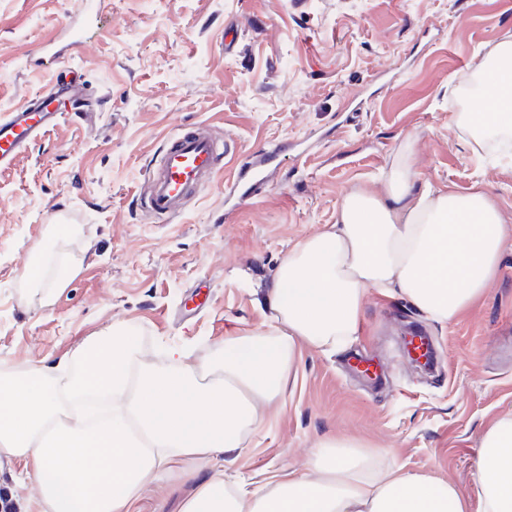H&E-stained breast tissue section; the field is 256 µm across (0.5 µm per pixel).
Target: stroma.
<instances>
[{"instance_id":"stroma-1","label":"stroma","mask_w":512,"mask_h":512,"mask_svg":"<svg viewBox=\"0 0 512 512\" xmlns=\"http://www.w3.org/2000/svg\"><path fill=\"white\" fill-rule=\"evenodd\" d=\"M74 55L32 64L67 24ZM512 42V0H0V113L72 73L90 110L67 116L0 172V368L52 363L113 324L144 360L188 345L212 356L225 337L264 328L282 260L334 223L354 188L383 193L407 141L420 182L482 188L512 226V162H492L454 122L460 80ZM196 124L223 138L224 170L172 220L137 190L164 138ZM290 148L262 192L239 205L225 182L242 159ZM43 286L25 271L51 227ZM73 268L63 286L58 270ZM417 326L427 374L403 353ZM375 358L372 380L354 355ZM512 414V249L481 300L441 325L399 296L370 292L358 336L331 354L304 350L296 380L244 448L212 459L227 481L304 468L318 445L353 436L385 465L476 485L484 431ZM180 473L152 483L140 512H177ZM407 350L410 354H415L418 360H423L425 363H433L436 358L432 341L423 332L410 337Z\"/></svg>"}]
</instances>
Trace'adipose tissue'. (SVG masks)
<instances>
[{
  "label": "adipose tissue",
  "instance_id": "obj_1",
  "mask_svg": "<svg viewBox=\"0 0 512 512\" xmlns=\"http://www.w3.org/2000/svg\"><path fill=\"white\" fill-rule=\"evenodd\" d=\"M486 58L500 69L480 79L478 96L496 111L455 118L480 149L512 134V42ZM411 156L407 146L395 159L385 195H343L335 223L281 262L263 297L266 329L225 337L209 359L179 346L166 363L145 361L114 324L55 364L1 368L0 475L22 466L35 495H6L0 512H135L160 475L243 448L295 378L303 349L328 353L358 335L370 291L397 290L443 325L480 299L512 247V227L480 189L419 185ZM475 471L470 495L332 438L302 472L242 485L212 473L179 512H512V415L483 433Z\"/></svg>",
  "mask_w": 512,
  "mask_h": 512
}]
</instances>
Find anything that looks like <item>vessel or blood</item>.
<instances>
[{"label": "vessel or blood", "mask_w": 512, "mask_h": 512, "mask_svg": "<svg viewBox=\"0 0 512 512\" xmlns=\"http://www.w3.org/2000/svg\"><path fill=\"white\" fill-rule=\"evenodd\" d=\"M81 44L77 31H63L46 50L44 59L67 57ZM79 99L71 81L57 76L30 102L0 114V170L12 167L65 113L74 111ZM285 146L251 156L241 166L237 178L244 181V193L258 195L268 168L279 165ZM225 146L218 138L201 129L181 127L163 143L156 166L149 169L138 191L142 208L152 216L169 220L182 212L186 197L203 192L224 168Z\"/></svg>", "instance_id": "1"}]
</instances>
